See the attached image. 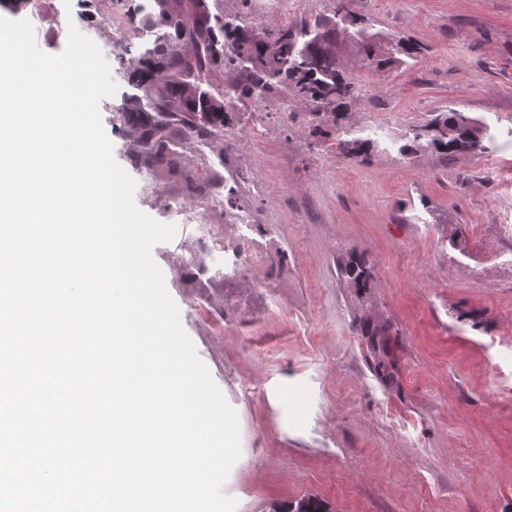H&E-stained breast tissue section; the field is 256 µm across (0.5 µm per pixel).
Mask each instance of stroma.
Masks as SVG:
<instances>
[{"instance_id": "35a3bbf8", "label": "stroma", "mask_w": 512, "mask_h": 512, "mask_svg": "<svg viewBox=\"0 0 512 512\" xmlns=\"http://www.w3.org/2000/svg\"><path fill=\"white\" fill-rule=\"evenodd\" d=\"M280 28L331 15L333 0H208ZM390 37L423 46L407 66L365 67L345 123L375 131L363 158L338 155L336 130L309 134L307 107L238 104V143L193 140L173 167L146 173L119 116L124 68L149 42L127 0H26L0 17L29 20L61 53L70 28L92 39L116 92L100 102L136 206L173 224L152 255L183 329L235 410L241 455L223 491L236 512H276L315 496L331 512H512V0H352ZM455 109L492 138L481 154H401L410 125ZM220 178L215 198L187 174ZM362 256L366 295L339 263ZM207 273H200V266ZM384 326L393 383L360 328Z\"/></svg>"}]
</instances>
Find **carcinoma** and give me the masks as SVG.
Listing matches in <instances>:
<instances>
[{
    "mask_svg": "<svg viewBox=\"0 0 512 512\" xmlns=\"http://www.w3.org/2000/svg\"><path fill=\"white\" fill-rule=\"evenodd\" d=\"M350 3L335 0L332 16L277 29L272 52L262 50L256 41L265 29L244 16L214 13L198 0L137 4L134 13L142 15V29L154 39L128 60L129 83L135 92L124 96L120 112L124 123L136 130L128 155L136 162L146 158L152 167L169 165L179 138H220L224 130L235 127L237 112L226 100H270L281 87L307 100L310 135L325 134L323 124L329 121L342 133L337 139L342 155L368 152L378 145L377 139L358 136L340 125L342 109L361 95V85L342 68L336 48L354 43L368 67L385 69L405 57L415 58L421 47L399 39L389 41L390 48L383 50L386 36L370 31ZM220 67L243 75L244 80H231L222 91L215 88L210 76ZM430 124L433 133L420 137L413 129L400 152L424 149L448 157L485 150L475 120L455 109L439 113ZM340 271L357 292L371 287L372 275L361 258L349 256ZM300 505L305 512H328L325 503L312 496L301 504L289 503L285 512Z\"/></svg>",
    "mask_w": 512,
    "mask_h": 512,
    "instance_id": "obj_1",
    "label": "carcinoma"
}]
</instances>
